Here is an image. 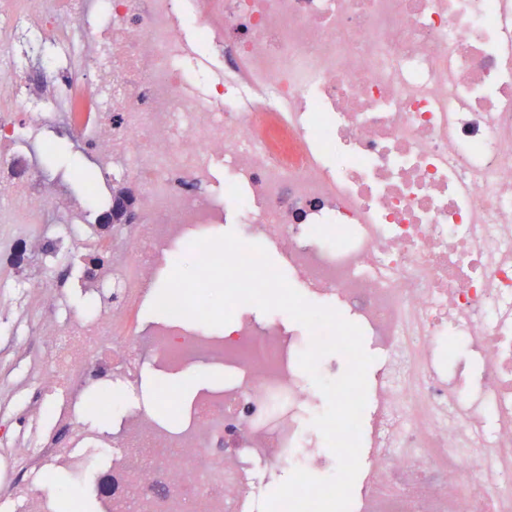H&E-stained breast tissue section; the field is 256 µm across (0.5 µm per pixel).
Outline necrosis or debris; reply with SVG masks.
Wrapping results in <instances>:
<instances>
[{
  "label": "necrosis or debris",
  "instance_id": "necrosis-or-debris-1",
  "mask_svg": "<svg viewBox=\"0 0 512 512\" xmlns=\"http://www.w3.org/2000/svg\"><path fill=\"white\" fill-rule=\"evenodd\" d=\"M179 13L223 80L186 68ZM61 131L98 165L77 196L42 165ZM131 182L140 221L103 227ZM220 213L385 355L350 512H512V0H0V255L41 301L27 406L60 400L68 433L24 474L0 464L20 512H51L48 471H92L75 495L105 512H256L259 475L335 470L294 373L306 343L244 316L217 339L137 324L165 253ZM456 336L474 380L448 372ZM202 358L224 388L179 421L84 425L99 380Z\"/></svg>",
  "mask_w": 512,
  "mask_h": 512
}]
</instances>
